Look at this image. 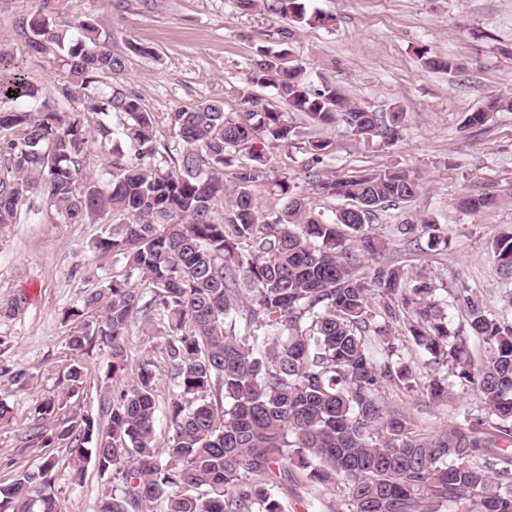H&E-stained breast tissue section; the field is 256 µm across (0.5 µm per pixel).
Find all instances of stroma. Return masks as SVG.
I'll list each match as a JSON object with an SVG mask.
<instances>
[{
  "mask_svg": "<svg viewBox=\"0 0 512 512\" xmlns=\"http://www.w3.org/2000/svg\"><path fill=\"white\" fill-rule=\"evenodd\" d=\"M308 12L332 16L330 28L298 24L270 14L263 7L241 9L238 0H59L55 21L68 27L94 17L109 34L114 48L130 41L152 48L143 56L127 54L125 69L102 76L103 85L120 84L142 99L147 111L161 115L179 106L220 99L228 112H238L250 98L269 100L272 89L248 79L257 47L287 46L309 81L336 85L350 100L375 112L400 107L404 135L395 144L362 141L343 126L315 129L301 113L288 115L297 135L288 145L266 148L269 171L257 182L254 195L262 210L279 205L272 179L288 173L310 206L325 216L342 207L311 191L308 174L312 140L330 141L321 165L326 179H342L360 169L397 166L419 183L407 206L378 212L373 232L388 240V255L413 272H425L447 306L452 328L465 324V310L453 291L472 289L487 308L499 311V296L508 282L498 270L490 243L512 231V112H500L482 130H462L464 113L480 107L493 94H512V0H306ZM39 0H0V49L22 61L30 79L47 85L58 71L52 57L30 54L17 21L37 13ZM293 33L282 43L281 29ZM452 60L450 71H433L425 56ZM493 191L499 198L490 212L461 210L464 194ZM35 209L15 224L0 225V301L24 296L14 316L0 317V363L34 373L24 388L0 384V399L11 409L0 422V484L18 472L35 468L45 453L57 460L55 492L63 512H93L100 487L95 468L83 485H72V460L65 446L51 451L26 441L34 408L57 395L72 354L65 309L77 305L91 287L89 271L99 277L120 275L122 265L95 253L92 244L101 224L61 223L42 196ZM431 215L448 237L447 245L428 249L426 241L402 240L396 227ZM162 331L158 322H136L127 345V372L136 374L143 359L163 364ZM390 397L406 408L417 433L432 435L452 426L462 412L477 413L476 391L450 386L439 405L419 393L396 387Z\"/></svg>",
  "mask_w": 512,
  "mask_h": 512,
  "instance_id": "1",
  "label": "stroma"
}]
</instances>
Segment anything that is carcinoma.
Wrapping results in <instances>:
<instances>
[{
	"instance_id": "obj_1",
	"label": "carcinoma",
	"mask_w": 512,
	"mask_h": 512,
	"mask_svg": "<svg viewBox=\"0 0 512 512\" xmlns=\"http://www.w3.org/2000/svg\"><path fill=\"white\" fill-rule=\"evenodd\" d=\"M57 2L40 0L38 16L19 22L29 31L28 50L60 63L63 74L50 88L0 52V102L17 103L0 110V224L31 211L41 187L67 223L112 218L93 248L121 260L123 272L84 289L80 304L63 312L74 358L63 390L36 406L29 443H65L70 480L79 486L93 463L103 479L94 512H154L157 504L160 512H286L288 487L311 495L340 482L347 512H439L444 503L457 512H512V291L492 314L463 289L464 336L450 326L425 274L387 260V243L367 226L377 212L417 195L418 183L403 169L313 180L317 194L347 201L330 221L287 176L274 182L279 210L263 213L253 193L266 174L259 145H286L292 134L282 107L317 128L341 123L359 139L388 144L402 139L400 108L374 112L334 85L314 88L290 52L260 47L248 78L273 88L277 103L247 100L234 113L221 100L183 105L164 116L172 140L162 143L158 117L137 94L99 86L101 76L124 70V52L91 18L67 35L54 24ZM240 4L309 26L331 21L308 13L304 0ZM63 100L81 109L61 112ZM503 111H512V96L491 95L464 115L461 129H482ZM88 114L99 116L93 128ZM94 150L104 156L106 190L86 168ZM243 152L250 163L235 165ZM458 204L489 212L497 197L467 194ZM418 232L432 249L447 242L429 216L398 227L406 239ZM350 239L357 250L346 246ZM491 251L512 278V232L494 239ZM375 256L372 272L360 275L363 259ZM138 319L164 328L171 387L163 447L154 362L123 378ZM394 324L425 364L447 367L454 382L478 393L483 414L466 413L431 437L414 431L386 392L415 380L397 354ZM471 338L484 346L477 363ZM96 350L107 355L99 418L68 410L85 382L80 356ZM32 378L27 368L0 364V380L22 388ZM448 386L447 377H432L427 399L441 400ZM56 465L45 456L0 486V508L56 512Z\"/></svg>"
}]
</instances>
